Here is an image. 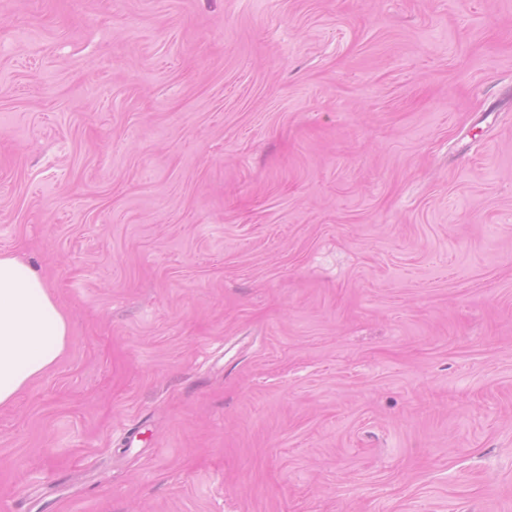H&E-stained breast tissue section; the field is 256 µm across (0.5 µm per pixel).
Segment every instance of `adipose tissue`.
Listing matches in <instances>:
<instances>
[{
    "label": "adipose tissue",
    "instance_id": "obj_1",
    "mask_svg": "<svg viewBox=\"0 0 512 512\" xmlns=\"http://www.w3.org/2000/svg\"><path fill=\"white\" fill-rule=\"evenodd\" d=\"M70 324L43 277L0 254V407L43 377L64 356Z\"/></svg>",
    "mask_w": 512,
    "mask_h": 512
}]
</instances>
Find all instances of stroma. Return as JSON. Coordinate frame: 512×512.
I'll list each match as a JSON object with an SVG mask.
<instances>
[{
	"label": "stroma",
	"mask_w": 512,
	"mask_h": 512,
	"mask_svg": "<svg viewBox=\"0 0 512 512\" xmlns=\"http://www.w3.org/2000/svg\"><path fill=\"white\" fill-rule=\"evenodd\" d=\"M5 252L0 512H512V0H0ZM70 344L68 317L43 277L18 258L0 254V407L43 377Z\"/></svg>",
	"instance_id": "1"
}]
</instances>
